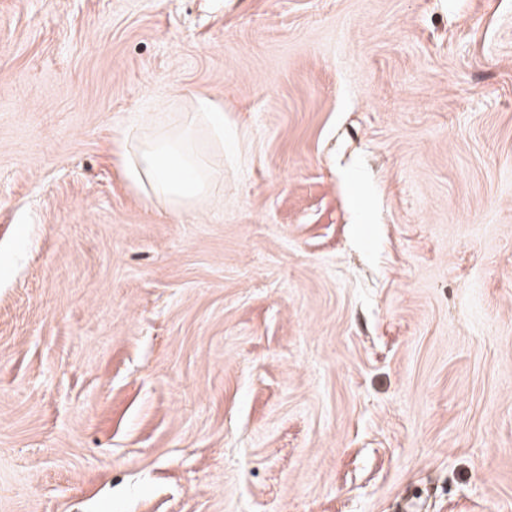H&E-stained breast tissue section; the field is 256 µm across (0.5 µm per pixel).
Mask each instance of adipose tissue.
I'll use <instances>...</instances> for the list:
<instances>
[{
  "label": "adipose tissue",
  "mask_w": 512,
  "mask_h": 512,
  "mask_svg": "<svg viewBox=\"0 0 512 512\" xmlns=\"http://www.w3.org/2000/svg\"><path fill=\"white\" fill-rule=\"evenodd\" d=\"M150 134L124 155V176L149 197L161 201L169 214L180 217L194 212L212 190L214 176L195 150L197 128L209 130L216 145L224 143V106L204 97L195 110L179 122L165 113L149 116Z\"/></svg>",
  "instance_id": "1"
}]
</instances>
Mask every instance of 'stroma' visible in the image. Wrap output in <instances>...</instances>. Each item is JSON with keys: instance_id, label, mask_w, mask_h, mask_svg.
<instances>
[{"instance_id": "stroma-1", "label": "stroma", "mask_w": 512, "mask_h": 512, "mask_svg": "<svg viewBox=\"0 0 512 512\" xmlns=\"http://www.w3.org/2000/svg\"><path fill=\"white\" fill-rule=\"evenodd\" d=\"M0 512H512V0H0ZM195 112L172 123L163 112H153L145 125L150 135L124 154V176L134 187L146 189L149 198L161 201L167 212L182 217L212 190L214 176L207 161L195 150L198 127L209 130L214 143L224 147V105L196 97Z\"/></svg>"}]
</instances>
